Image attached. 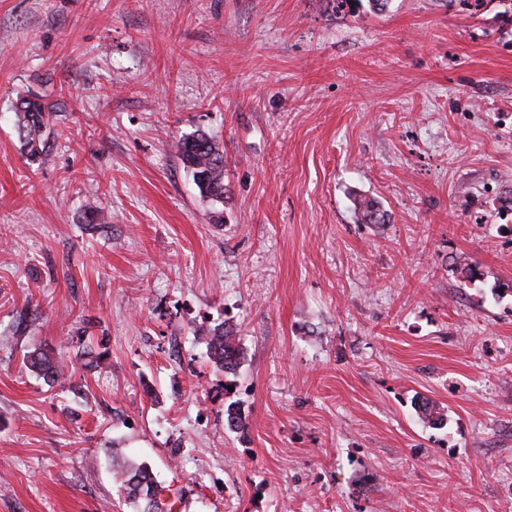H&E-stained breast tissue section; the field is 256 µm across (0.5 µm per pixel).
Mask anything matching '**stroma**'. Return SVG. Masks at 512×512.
<instances>
[{
	"instance_id": "35a3bbf8",
	"label": "stroma",
	"mask_w": 512,
	"mask_h": 512,
	"mask_svg": "<svg viewBox=\"0 0 512 512\" xmlns=\"http://www.w3.org/2000/svg\"><path fill=\"white\" fill-rule=\"evenodd\" d=\"M116 448L182 512H512V0H0V512H133ZM15 110L27 155L35 159L43 154L47 146L45 134L53 120L52 106L41 97L31 95L20 98ZM176 146L200 196L224 205V152L219 144L208 132L197 129L182 136ZM355 210L364 224H384L388 221L385 212L373 199H355ZM197 333V337L205 340L208 357L217 369L224 371V375L236 376L245 362V353L234 329L223 322ZM25 358L30 370L47 382H55L64 377L63 364L59 360L54 361L43 349L34 348Z\"/></svg>"
}]
</instances>
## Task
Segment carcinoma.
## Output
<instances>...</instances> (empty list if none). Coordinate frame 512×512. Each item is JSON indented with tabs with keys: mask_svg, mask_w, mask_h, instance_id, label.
Masks as SVG:
<instances>
[{
	"mask_svg": "<svg viewBox=\"0 0 512 512\" xmlns=\"http://www.w3.org/2000/svg\"><path fill=\"white\" fill-rule=\"evenodd\" d=\"M15 110L19 130L27 155L35 159L46 149L45 134L53 120V110L44 99L31 95L17 101ZM177 152L183 166L191 173L194 184L203 198L224 203V152L213 137L203 129L182 136L177 142ZM355 210L364 224H385L386 214L372 199L355 200ZM205 340L208 357L224 374L235 375L245 362V353L234 329L224 323L198 330ZM105 356L84 344L77 337L75 360L88 369L96 368ZM31 371L48 382L64 377L63 364L54 360L46 351L35 348L25 355ZM416 413L422 421L438 425L445 421L444 409L433 401H417ZM224 426L230 431H245L244 409L237 402L224 406ZM115 483L124 491L136 512H161L159 505L164 488L158 485L149 467L142 463H126L115 469Z\"/></svg>",
	"mask_w": 512,
	"mask_h": 512,
	"instance_id": "obj_1",
	"label": "carcinoma"
}]
</instances>
